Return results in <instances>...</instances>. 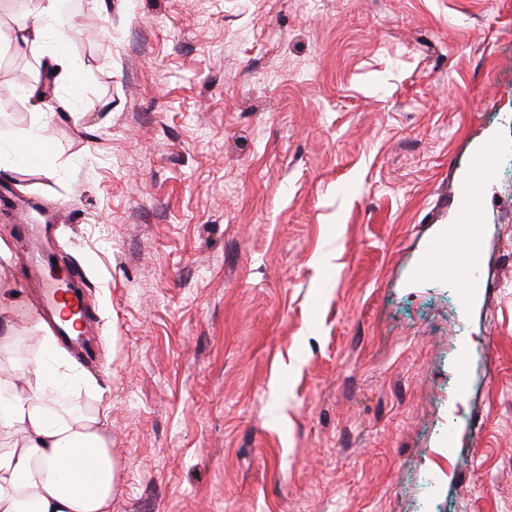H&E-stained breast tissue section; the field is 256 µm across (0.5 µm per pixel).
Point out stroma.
I'll return each mask as SVG.
<instances>
[{"mask_svg":"<svg viewBox=\"0 0 512 512\" xmlns=\"http://www.w3.org/2000/svg\"><path fill=\"white\" fill-rule=\"evenodd\" d=\"M83 85L0 170V365L41 358L20 219L86 276L112 512H512V165L466 293L429 246L512 153V0H80ZM0 0V145L43 63ZM466 375H459V366ZM42 145L41 137L34 130L26 137L21 146H14L9 151H4L3 153L2 149H0V169L2 167L9 169L13 159L24 158L27 152L37 150ZM495 167V153L484 150L475 156L472 162V180L470 189L475 195L481 193L483 185Z\"/></svg>","mask_w":512,"mask_h":512,"instance_id":"stroma-1","label":"stroma"}]
</instances>
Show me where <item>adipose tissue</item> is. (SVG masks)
<instances>
[{
	"label": "adipose tissue",
	"mask_w": 512,
	"mask_h": 512,
	"mask_svg": "<svg viewBox=\"0 0 512 512\" xmlns=\"http://www.w3.org/2000/svg\"><path fill=\"white\" fill-rule=\"evenodd\" d=\"M43 360L0 374V512H112L118 464L100 416L56 410L47 361L66 365L53 336L43 335Z\"/></svg>",
	"instance_id": "obj_1"
}]
</instances>
